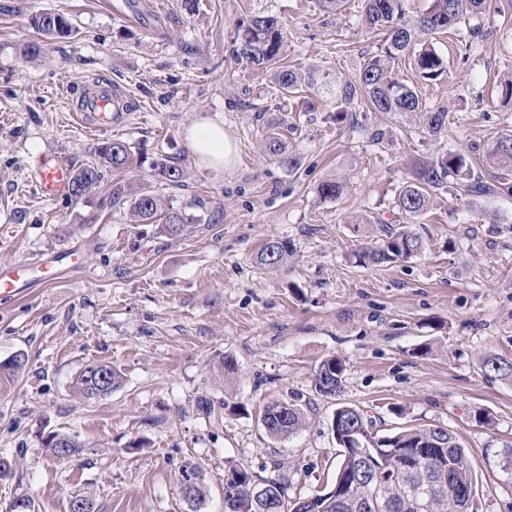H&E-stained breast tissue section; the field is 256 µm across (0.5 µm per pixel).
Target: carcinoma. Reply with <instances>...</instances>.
Wrapping results in <instances>:
<instances>
[{
  "label": "carcinoma",
  "instance_id": "carcinoma-1",
  "mask_svg": "<svg viewBox=\"0 0 512 512\" xmlns=\"http://www.w3.org/2000/svg\"><path fill=\"white\" fill-rule=\"evenodd\" d=\"M409 0H364V18L369 28L384 34L375 55L361 69L359 76L348 79L318 68H297L284 62L285 32L274 16L258 15L238 36V57L261 65L273 76L275 88L284 98L292 99L309 91L326 94L336 104V120L340 121L352 108L363 104L371 112L409 114L418 120L425 132L438 137L451 126L447 109L432 110L420 101L408 84L395 77L398 61L414 58L419 77L435 80L447 70V60L431 45L430 37L455 30L484 14L487 0H426L425 6L413 13ZM31 24L44 38L63 37L69 24L60 14L42 13L31 17ZM268 154L288 169L298 168L299 158L289 154L286 142L278 133L266 142ZM489 167L503 176L512 175V130L498 136L487 154ZM131 163L128 146L121 141H107L98 149V160L71 169L69 195L80 199L88 196L104 178L103 170H122ZM157 175L173 184L181 182V167L161 159L155 165ZM444 191L457 199L488 193L483 176L475 173L469 157L457 152H444L420 163L412 176L396 192L392 205L403 216L417 220L434 204L433 194ZM109 205L127 212L140 224H159L163 232L178 236L194 218L163 202L157 194L128 183L116 181L108 194ZM425 249L423 238L408 224H397L377 246L365 245L353 253L362 266H376L399 259L416 257ZM288 241L272 239L258 254V262L266 269L278 267L288 257ZM26 367V359L17 357L12 365L0 369V391L7 390ZM489 378H511L512 362L489 356L482 362ZM345 365L336 356L322 360L317 367L314 388L317 394L336 397L341 391ZM121 385V373L110 365L90 364L74 381V392L87 401L103 399ZM333 420L345 424L336 439L340 460L331 488L288 502V486L275 478L265 479L273 488L272 500L261 512H404L408 503L423 502V512H456L458 495H475V478L469 466L468 453L455 442L448 430L437 426H419L381 434L373 420L363 416L362 409L348 404L336 408ZM261 425L274 439L283 431L292 435L304 429L307 417L297 401L275 400L267 404ZM46 447L59 457H71L81 445L69 435H56ZM367 466L381 482L379 497L390 507L375 510L367 505L364 492L349 484L350 473ZM259 478L243 465L232 466L224 475V512H253L254 485Z\"/></svg>",
  "mask_w": 512,
  "mask_h": 512
}]
</instances>
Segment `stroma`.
I'll return each mask as SVG.
<instances>
[{"label": "stroma", "instance_id": "obj_1", "mask_svg": "<svg viewBox=\"0 0 512 512\" xmlns=\"http://www.w3.org/2000/svg\"><path fill=\"white\" fill-rule=\"evenodd\" d=\"M63 15L69 36L43 41L30 19ZM273 15L297 67L355 76L380 43L363 25L362 0L325 12L316 0H0V268L53 254V282L0 301V361L27 360L0 393V512L23 498L38 512H224V473L242 464L288 479L289 498L330 487L339 449L331 429L338 404L359 406L383 430L448 429L466 448L477 487L474 512H512V378L490 379L486 357L512 359V181L467 202L439 194L413 229L417 257L361 266L352 253L402 223L394 192L420 161L469 155L484 176L494 139L512 129V0H490L472 39L467 27L434 36L448 60L437 80H419L412 58L399 80L431 108L461 117L435 139L395 113L357 110L342 122L329 103L307 108L273 91L269 71L240 63L239 27ZM92 82L121 93L109 129L78 118ZM202 116L219 117L236 162L218 173L199 165L185 139ZM283 134L300 159L288 171L265 149ZM120 140L132 161L105 170L94 195L41 199L39 156L66 166L90 162ZM161 157L183 168L175 185L153 175ZM143 186L195 218L181 236L136 224L104 205L113 181ZM326 181L342 194L321 199ZM286 240L279 267L256 257L268 239ZM345 364L342 391L314 389L319 363ZM232 358L235 372L224 369ZM120 371L112 394L86 401L72 390L85 366ZM219 408L205 415L202 400ZM297 399L307 426L280 439L260 423L265 405ZM61 433L83 448L69 459L45 440ZM195 467L202 491L181 492Z\"/></svg>", "mask_w": 512, "mask_h": 512}]
</instances>
